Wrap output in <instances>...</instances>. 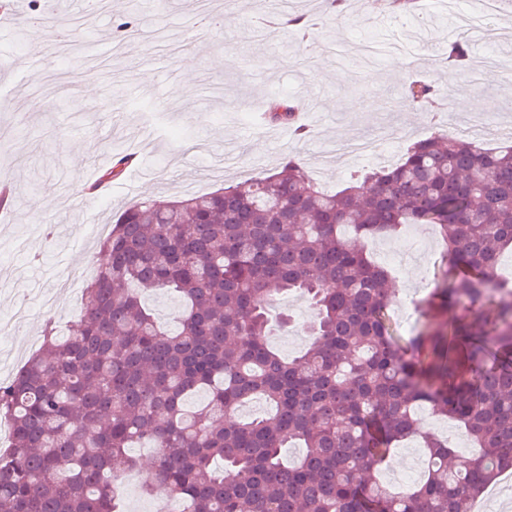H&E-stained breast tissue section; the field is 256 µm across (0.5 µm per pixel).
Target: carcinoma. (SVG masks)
Returning a JSON list of instances; mask_svg holds the SVG:
<instances>
[{
  "label": "carcinoma",
  "mask_w": 512,
  "mask_h": 512,
  "mask_svg": "<svg viewBox=\"0 0 512 512\" xmlns=\"http://www.w3.org/2000/svg\"><path fill=\"white\" fill-rule=\"evenodd\" d=\"M467 56L459 42L445 51L460 70ZM406 96L444 102L428 80ZM294 112L269 103L278 123ZM405 224L445 243L420 307L460 308L446 332L398 335L391 275L365 250ZM102 245L77 321L0 382V512H118L113 485L137 444L179 512H466L512 467V282L498 272L512 146L430 136L335 193L290 158L214 192L135 201ZM161 288L181 302L171 328L143 300ZM288 293L316 311L292 358L267 340ZM423 406L478 452L424 436L422 477L389 488L379 470ZM290 443L304 449L294 462Z\"/></svg>",
  "instance_id": "obj_1"
}]
</instances>
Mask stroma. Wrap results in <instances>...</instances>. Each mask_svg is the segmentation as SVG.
<instances>
[{
    "instance_id": "35a3bbf8",
    "label": "stroma",
    "mask_w": 512,
    "mask_h": 512,
    "mask_svg": "<svg viewBox=\"0 0 512 512\" xmlns=\"http://www.w3.org/2000/svg\"><path fill=\"white\" fill-rule=\"evenodd\" d=\"M12 24L0 26V186L10 193L0 206V321L28 303L26 321L0 342V379L15 373L42 339L47 322L67 332L80 314L77 292L59 288L69 275L92 277L103 259L93 225L139 199L167 200L205 193L301 160L323 189H340L348 177L378 165L372 155H343L339 144L386 134L387 153L398 161L413 141L436 131L468 138L484 124H512L506 89L485 78L478 92L457 99L452 120L440 125L429 107L411 105L405 90L422 78L439 88L449 80L443 60L450 39L468 42L472 60L494 53L512 59V29L503 20L479 23L481 43L447 25L468 11V0H418L427 16L419 23L392 0H344L331 13L325 0H290L289 12L322 19L306 42L287 28L264 33L262 18L280 12L279 0H229L217 8L220 25L197 36L198 0H54L52 24L33 22L32 0ZM134 17L140 36L120 49L102 50L103 36L120 19ZM401 46L404 69L393 75L392 46ZM192 79L191 101L175 90ZM305 101L319 120L303 140L288 126L264 119L273 98ZM480 109H472V100ZM86 144L83 155L68 145ZM138 151L139 167L103 182L104 161ZM101 181V180H100ZM443 241L433 225L408 224L373 239L370 255L399 285L391 315L402 336L422 321L415 304L438 273ZM293 323L271 342L283 356L302 350V325L312 315L299 297L280 300ZM123 512H159L168 503L160 485L121 482Z\"/></svg>"
}]
</instances>
